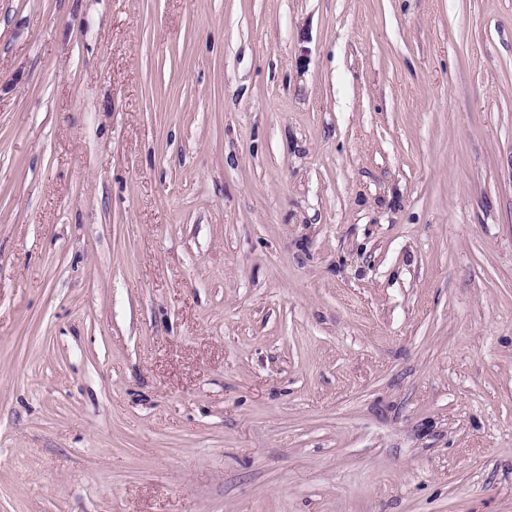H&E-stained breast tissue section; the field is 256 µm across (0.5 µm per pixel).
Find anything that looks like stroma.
<instances>
[{
  "instance_id": "35a3bbf8",
  "label": "stroma",
  "mask_w": 512,
  "mask_h": 512,
  "mask_svg": "<svg viewBox=\"0 0 512 512\" xmlns=\"http://www.w3.org/2000/svg\"><path fill=\"white\" fill-rule=\"evenodd\" d=\"M0 512H512V0H0Z\"/></svg>"
}]
</instances>
